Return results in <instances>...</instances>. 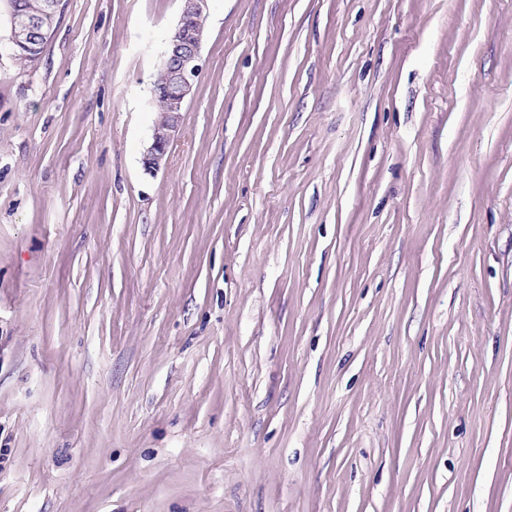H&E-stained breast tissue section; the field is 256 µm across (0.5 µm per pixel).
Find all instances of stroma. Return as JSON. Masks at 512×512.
I'll list each match as a JSON object with an SVG mask.
<instances>
[{
  "label": "stroma",
  "mask_w": 512,
  "mask_h": 512,
  "mask_svg": "<svg viewBox=\"0 0 512 512\" xmlns=\"http://www.w3.org/2000/svg\"><path fill=\"white\" fill-rule=\"evenodd\" d=\"M0 13V512H512V0ZM44 1L21 0L24 7L34 14L21 12L14 0H4L0 4V10L3 6L10 22L8 48L14 54L20 53L15 57L26 67L29 66V60L34 66L39 64L53 26L61 16L63 0H46L43 9ZM210 0H182L179 21L167 41L166 59L157 72L152 99H160L155 112L161 117L153 128L151 143L143 155L145 170L157 173L165 166L169 148L177 138L186 102L194 94L201 71V49L207 35ZM204 19V20H203Z\"/></svg>",
  "instance_id": "35a3bbf8"
}]
</instances>
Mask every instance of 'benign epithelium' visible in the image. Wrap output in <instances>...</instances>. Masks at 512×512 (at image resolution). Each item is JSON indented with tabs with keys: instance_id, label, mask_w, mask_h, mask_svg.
<instances>
[{
	"instance_id": "benign-epithelium-1",
	"label": "benign epithelium",
	"mask_w": 512,
	"mask_h": 512,
	"mask_svg": "<svg viewBox=\"0 0 512 512\" xmlns=\"http://www.w3.org/2000/svg\"><path fill=\"white\" fill-rule=\"evenodd\" d=\"M62 4L63 0H45L41 13L25 14L15 0H0L10 22L8 48L15 54H25L33 65H38L61 16ZM208 12L209 0H182L179 21L168 37L166 59L152 89V99L161 100L165 112L156 122L143 155L145 170L151 174L165 166L169 148L181 130L186 102L194 94Z\"/></svg>"
}]
</instances>
